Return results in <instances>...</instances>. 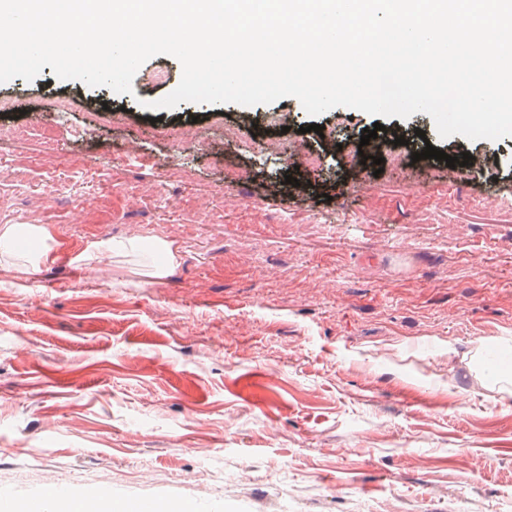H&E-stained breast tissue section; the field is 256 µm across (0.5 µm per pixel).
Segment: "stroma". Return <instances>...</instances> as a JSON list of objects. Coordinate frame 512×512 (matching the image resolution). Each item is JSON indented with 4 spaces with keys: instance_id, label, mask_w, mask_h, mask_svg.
I'll list each match as a JSON object with an SVG mask.
<instances>
[{
    "instance_id": "stroma-1",
    "label": "stroma",
    "mask_w": 512,
    "mask_h": 512,
    "mask_svg": "<svg viewBox=\"0 0 512 512\" xmlns=\"http://www.w3.org/2000/svg\"><path fill=\"white\" fill-rule=\"evenodd\" d=\"M181 77L158 55L129 94L48 66L0 84V225H47L70 252L158 238L177 255L163 278L157 253L32 275L0 255V494L512 512V395L496 384L512 361V137L443 139L422 112L312 118L293 97L149 109ZM377 123L376 175L348 152ZM190 127L203 147L182 144ZM272 137L305 139L320 195L281 196ZM425 140L497 166L428 169ZM359 172L370 190L338 187Z\"/></svg>"
}]
</instances>
